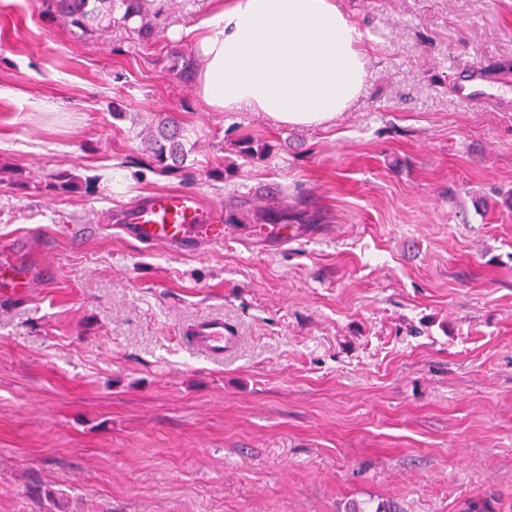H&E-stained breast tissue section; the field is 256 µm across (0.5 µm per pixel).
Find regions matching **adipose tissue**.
<instances>
[{
  "mask_svg": "<svg viewBox=\"0 0 512 512\" xmlns=\"http://www.w3.org/2000/svg\"><path fill=\"white\" fill-rule=\"evenodd\" d=\"M190 34L204 61L198 95L216 112L318 126L349 108L367 75L362 35L336 0H228Z\"/></svg>",
  "mask_w": 512,
  "mask_h": 512,
  "instance_id": "obj_1",
  "label": "adipose tissue"
}]
</instances>
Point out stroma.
Segmentation results:
<instances>
[{"mask_svg":"<svg viewBox=\"0 0 512 512\" xmlns=\"http://www.w3.org/2000/svg\"><path fill=\"white\" fill-rule=\"evenodd\" d=\"M339 5L365 86L303 128L170 71L212 0H168L145 38L0 0V241L43 271L0 294V512H512V112L451 91L512 76V0ZM159 112L191 134L181 172L148 165ZM161 189L288 211L295 237L238 223L175 256L95 232ZM206 316L223 359L185 339Z\"/></svg>","mask_w":512,"mask_h":512,"instance_id":"stroma-1","label":"stroma"}]
</instances>
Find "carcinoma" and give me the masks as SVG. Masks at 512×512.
I'll return each mask as SVG.
<instances>
[{
    "mask_svg": "<svg viewBox=\"0 0 512 512\" xmlns=\"http://www.w3.org/2000/svg\"><path fill=\"white\" fill-rule=\"evenodd\" d=\"M49 9L66 18L69 23L86 33L93 29L110 28L112 24L127 23L139 19L135 31L142 37L152 35L153 19L143 12L142 0H45ZM172 69L187 81L194 71L193 61L177 55ZM151 163L164 173H175L184 168L189 156L188 130L170 112H159L154 116V130L148 139ZM257 224H285L288 216L271 208H261L251 214Z\"/></svg>",
    "mask_w": 512,
    "mask_h": 512,
    "instance_id": "carcinoma-1",
    "label": "carcinoma"
}]
</instances>
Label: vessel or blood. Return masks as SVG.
Returning <instances> with one entry per match:
<instances>
[{
  "label": "vessel or blood",
  "mask_w": 512,
  "mask_h": 512,
  "mask_svg": "<svg viewBox=\"0 0 512 512\" xmlns=\"http://www.w3.org/2000/svg\"><path fill=\"white\" fill-rule=\"evenodd\" d=\"M457 98L473 107L512 109V78H490L477 67L457 71L453 81ZM118 232L149 247L160 246L174 253L196 246L223 247L228 226L216 207L206 204L199 193L167 189L149 193L119 210ZM33 273L17 258H0V292L15 294L32 288ZM193 348L220 359L234 339L224 331L220 319H201L188 331Z\"/></svg>",
  "instance_id": "b4317fda"
}]
</instances>
